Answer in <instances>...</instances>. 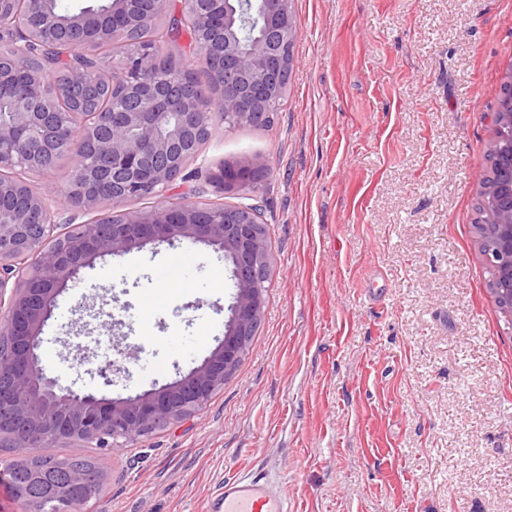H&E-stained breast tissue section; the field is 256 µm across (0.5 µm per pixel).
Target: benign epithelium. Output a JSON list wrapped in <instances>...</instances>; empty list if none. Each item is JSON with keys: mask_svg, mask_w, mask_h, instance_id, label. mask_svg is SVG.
Masks as SVG:
<instances>
[{"mask_svg": "<svg viewBox=\"0 0 512 512\" xmlns=\"http://www.w3.org/2000/svg\"><path fill=\"white\" fill-rule=\"evenodd\" d=\"M0 0V34L12 36L11 53H0V103L12 111L0 117V441L12 448H54L61 442L124 447L162 426L182 422L206 404L233 376L247 353L264 304L259 284L270 273L267 231L240 210L208 202L173 201L148 211H125L106 220L76 224L53 234L56 211H91L106 200L127 202L161 195L198 156L203 136L216 118L249 121L281 97L298 36L290 0H185L186 24L196 33L195 59L224 62V92L199 102L183 74L150 77L166 43L134 49L122 76L119 99L110 111L87 123L79 112H60L61 91H41L33 102L12 99L17 60L53 40L71 50L96 39L114 41L155 22L163 0H106L61 14L26 0V12L7 10ZM68 95L87 96L84 66H71ZM78 165L62 186H33L27 172H50L59 157ZM264 172L255 160L210 175L221 188L241 191ZM181 241L224 251L236 295L229 306L224 339L201 365L179 380L125 398L82 393L47 376L40 366L39 335L58 295L82 269L101 257L127 253L150 243ZM478 243L496 267L499 292L509 297L504 315L512 322V211L483 225ZM115 364H95L87 373L112 385ZM40 496L20 497L25 512H50L68 499V512H83L71 489L84 483L82 470L57 480L33 475Z\"/></svg>", "mask_w": 512, "mask_h": 512, "instance_id": "benign-epithelium-1", "label": "benign epithelium"}]
</instances>
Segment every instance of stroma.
I'll return each mask as SVG.
<instances>
[{"label":"stroma","mask_w":512,"mask_h":512,"mask_svg":"<svg viewBox=\"0 0 512 512\" xmlns=\"http://www.w3.org/2000/svg\"><path fill=\"white\" fill-rule=\"evenodd\" d=\"M291 7L298 37L272 124L215 121L164 196L234 204L208 175L266 163L256 196L271 276L247 354L183 422L56 452L102 466L91 512H205L239 476L277 485L292 512H512V325L473 224L512 0ZM177 253L190 275L172 271L176 289L152 301ZM232 292L210 246L100 258L58 296L38 355L73 389L148 392L217 347ZM120 352L112 386L81 373L80 358Z\"/></svg>","instance_id":"1"}]
</instances>
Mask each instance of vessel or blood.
I'll use <instances>...</instances> for the list:
<instances>
[{
    "mask_svg": "<svg viewBox=\"0 0 512 512\" xmlns=\"http://www.w3.org/2000/svg\"><path fill=\"white\" fill-rule=\"evenodd\" d=\"M207 512H288L286 497L272 483L257 477L225 480Z\"/></svg>",
    "mask_w": 512,
    "mask_h": 512,
    "instance_id": "vessel-or-blood-1",
    "label": "vessel or blood"
}]
</instances>
